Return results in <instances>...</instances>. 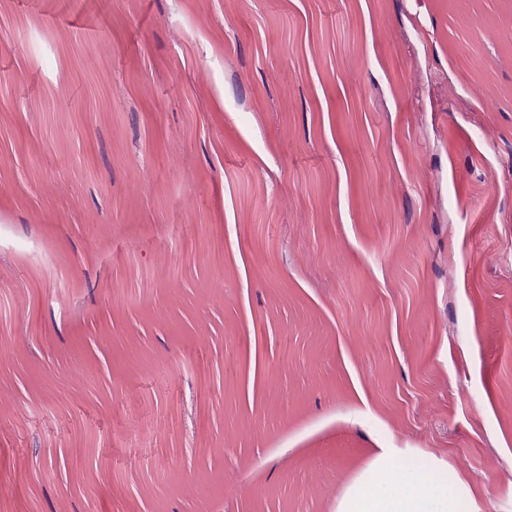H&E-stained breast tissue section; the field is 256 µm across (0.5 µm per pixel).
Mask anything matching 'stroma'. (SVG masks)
<instances>
[{
	"mask_svg": "<svg viewBox=\"0 0 512 512\" xmlns=\"http://www.w3.org/2000/svg\"><path fill=\"white\" fill-rule=\"evenodd\" d=\"M381 448L512 512V0H0V512Z\"/></svg>",
	"mask_w": 512,
	"mask_h": 512,
	"instance_id": "35a3bbf8",
	"label": "stroma"
}]
</instances>
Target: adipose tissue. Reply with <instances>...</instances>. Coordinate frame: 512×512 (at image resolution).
<instances>
[{"mask_svg": "<svg viewBox=\"0 0 512 512\" xmlns=\"http://www.w3.org/2000/svg\"><path fill=\"white\" fill-rule=\"evenodd\" d=\"M471 501L457 470L385 448L347 488L336 512H470Z\"/></svg>", "mask_w": 512, "mask_h": 512, "instance_id": "1", "label": "adipose tissue"}]
</instances>
